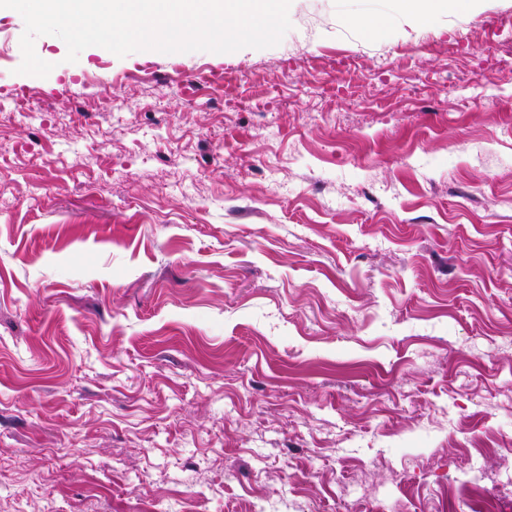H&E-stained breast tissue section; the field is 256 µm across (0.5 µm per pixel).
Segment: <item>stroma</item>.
<instances>
[{"label": "stroma", "mask_w": 512, "mask_h": 512, "mask_svg": "<svg viewBox=\"0 0 512 512\" xmlns=\"http://www.w3.org/2000/svg\"><path fill=\"white\" fill-rule=\"evenodd\" d=\"M388 4L232 53L40 36L45 78L0 11V512H347L362 467L366 512H431L512 470V0Z\"/></svg>", "instance_id": "1"}]
</instances>
